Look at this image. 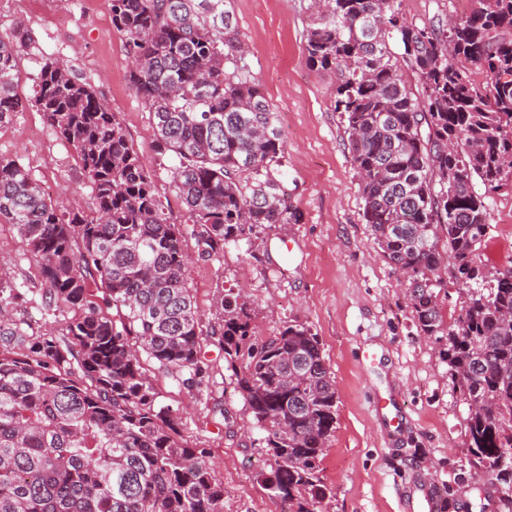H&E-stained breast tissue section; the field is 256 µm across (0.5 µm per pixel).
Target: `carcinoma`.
<instances>
[{
    "mask_svg": "<svg viewBox=\"0 0 512 512\" xmlns=\"http://www.w3.org/2000/svg\"><path fill=\"white\" fill-rule=\"evenodd\" d=\"M230 2L111 0L112 30L133 59L130 85L148 106L157 151L174 158L172 182L204 257L247 225L301 220ZM401 5L315 0L308 59L336 79L363 219L407 275L417 330L447 336L440 355L469 406L474 482L512 487V267L491 271L479 257L486 198L512 191V0H475L446 28L407 22ZM27 37H0V126L25 106L14 71ZM31 101L75 149L94 209L46 197L23 163L0 157V223L38 264L42 307L77 313L60 332L37 334L10 309L18 287L0 284V512H224L206 449L182 440L177 411L161 404L141 363L147 355L188 390L206 384L182 229L90 84L47 59ZM442 241L465 295L446 330L435 279ZM216 316L212 335L264 431L258 481L288 512H318L331 494L319 473L338 412L319 337L300 323L253 336L230 290Z\"/></svg>",
    "mask_w": 512,
    "mask_h": 512,
    "instance_id": "obj_1",
    "label": "carcinoma"
}]
</instances>
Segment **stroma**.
<instances>
[{
    "label": "stroma",
    "mask_w": 512,
    "mask_h": 512,
    "mask_svg": "<svg viewBox=\"0 0 512 512\" xmlns=\"http://www.w3.org/2000/svg\"><path fill=\"white\" fill-rule=\"evenodd\" d=\"M247 52L244 60L269 101L285 146L284 179L296 224L259 227V238L225 245L219 257H195L189 286L201 314V354L209 365L203 391L179 387L157 364L143 360L163 404L180 416L188 446L204 448L224 484V512H284L257 480L265 454L261 430L235 392L232 372L212 336L214 304L225 290L248 303L253 335L267 338L303 323L317 333L336 380L339 410L320 477L331 490L321 512H399L396 491L417 482L440 485L441 512H474L467 456L469 409L440 356L441 342L420 335L402 271L384 260L362 212L359 174L346 147L345 125L335 110L333 76L308 63L310 0H231ZM416 25L447 23L458 0H403ZM25 28L15 80L32 96L42 62L58 59L89 82L124 126L141 155L172 223L194 249L193 225L174 189L170 157L155 152V129L144 100L129 82L122 37L112 30L110 0H0V36ZM0 157L25 164L46 196H67L93 206L92 185L71 146L27 106L0 126ZM490 235L482 258L512 265V194L488 197ZM0 278L26 291L16 315L40 332L61 330L71 312L44 310L35 262L16 231L0 224ZM393 391L407 424L388 435L374 409L377 393Z\"/></svg>",
    "instance_id": "1"
}]
</instances>
